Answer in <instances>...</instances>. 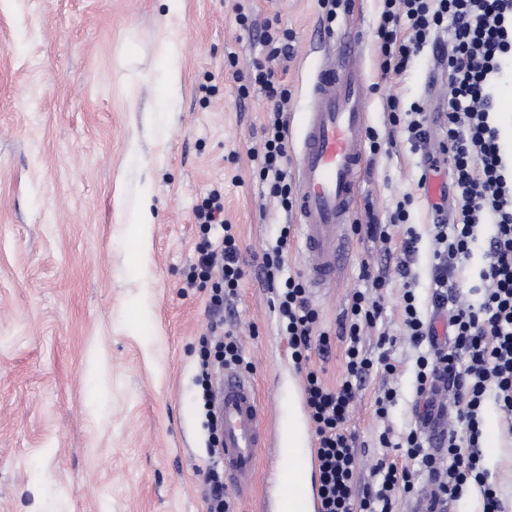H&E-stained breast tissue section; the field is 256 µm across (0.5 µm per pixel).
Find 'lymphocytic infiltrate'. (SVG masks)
<instances>
[{
    "label": "lymphocytic infiltrate",
    "mask_w": 512,
    "mask_h": 512,
    "mask_svg": "<svg viewBox=\"0 0 512 512\" xmlns=\"http://www.w3.org/2000/svg\"><path fill=\"white\" fill-rule=\"evenodd\" d=\"M377 28L382 73L403 74L415 55L439 52L436 39L450 30L453 45L440 61L449 73L446 130L440 151L452 170L459 203L452 225L433 227L435 241L433 307L449 314L453 342L441 345L433 324L417 309L412 289L403 294V324L420 353L415 362L416 389L425 394L437 386L451 388L457 409L454 425L438 438V449L427 448L416 430L398 439L381 433L382 447L396 451L395 459H379L374 483L355 494L358 437L348 428L356 391L374 371L394 374L397 366L388 350L389 337L380 336L379 352L361 345L365 328L376 325L381 306L363 292H355L350 317L338 336L345 342L344 376L329 386L310 368L312 352H327L330 336L318 328V311L301 278L282 277L290 232L282 230L275 247L263 255V270L276 295V309L298 369L305 373L304 394L315 428L314 454L318 464L321 512H398L402 498L415 490L414 474L425 471L434 485L433 506L459 497L469 484L479 486L484 512H502L494 484L482 466L481 415L487 397H494L502 423L512 432V163L500 147L495 90L512 71V0H381ZM264 50L240 85L262 90L270 102L264 142L253 159L259 179L283 211L295 206V189L288 176V122L285 106L291 91L278 73V62L289 53L287 29L269 22L259 34ZM195 218L204 236L196 270L188 287L210 285L213 312L224 309L235 296L244 270L239 263L233 227L224 220V194L212 190ZM496 230L488 241L489 262L481 273L483 296L478 303L464 301L459 276L470 256L478 225ZM243 367L244 358L233 334L215 339L202 350L200 385L204 405L212 403L213 364Z\"/></svg>",
    "instance_id": "f902f5d3"
}]
</instances>
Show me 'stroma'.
Here are the masks:
<instances>
[{"instance_id": "35a3bbf8", "label": "stroma", "mask_w": 512, "mask_h": 512, "mask_svg": "<svg viewBox=\"0 0 512 512\" xmlns=\"http://www.w3.org/2000/svg\"><path fill=\"white\" fill-rule=\"evenodd\" d=\"M237 0H0V512H207L209 425L200 402L199 351L215 325L233 332L261 398L289 400L304 374L260 275L262 255L291 225L284 271L305 275L295 213L268 197L252 155L263 144L269 103L237 76L262 57L255 32L270 18L293 33L279 64L291 98L288 145L296 147L310 78L320 58V0H249L254 31L243 30ZM377 0H352L335 32L360 34L370 86L368 126L381 142L368 154L352 221L388 222L411 195L407 224L384 243L355 234L334 288L313 295L319 327L332 334L311 368L328 384L344 371L338 326L363 265L406 262L422 316L432 311L433 203L449 166L417 186L426 150L389 122L387 101H422L428 115L448 104V71L431 52L403 75L379 69ZM181 58L180 89L166 96L162 60ZM166 111H157L160 98ZM154 221L127 216L143 187ZM238 236L244 277L223 319L209 289L186 287L202 235L194 219L214 187ZM418 237L404 253L407 230ZM403 286L391 279L383 313L362 344L397 340L396 374L367 377L349 427L359 438L358 485L372 481L384 450L378 436L415 428L426 404L452 407L448 390L416 393L415 350L402 321ZM397 391L385 417L375 400Z\"/></svg>"}]
</instances>
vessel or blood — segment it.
<instances>
[{"mask_svg": "<svg viewBox=\"0 0 512 512\" xmlns=\"http://www.w3.org/2000/svg\"><path fill=\"white\" fill-rule=\"evenodd\" d=\"M355 38L329 40L313 73L310 104L294 153L296 221L308 259L309 285L334 286L347 255V226L356 193L367 130L368 86L359 68ZM223 420L221 461L239 496H246L258 464L266 479L259 512H318L309 475L313 455L289 448L276 402L261 405L250 376L225 369L214 394Z\"/></svg>", "mask_w": 512, "mask_h": 512, "instance_id": "obj_1", "label": "vessel or blood"}]
</instances>
